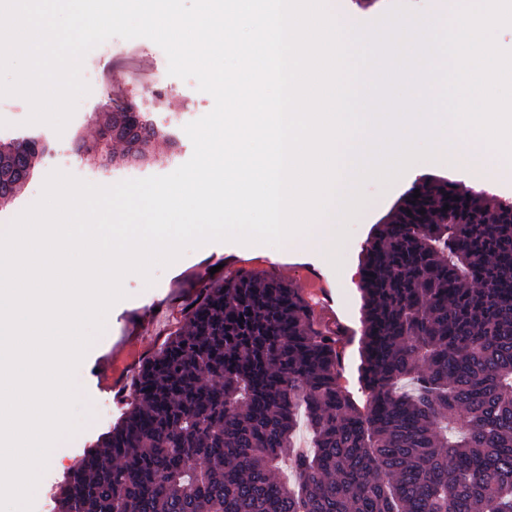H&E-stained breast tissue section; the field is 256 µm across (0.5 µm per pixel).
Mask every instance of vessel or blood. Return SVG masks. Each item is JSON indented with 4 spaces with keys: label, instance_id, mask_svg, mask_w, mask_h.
<instances>
[{
    "label": "vessel or blood",
    "instance_id": "obj_1",
    "mask_svg": "<svg viewBox=\"0 0 512 512\" xmlns=\"http://www.w3.org/2000/svg\"><path fill=\"white\" fill-rule=\"evenodd\" d=\"M306 295L312 311L325 319L329 330H336L334 301L325 277L312 271L306 284ZM162 312H149L141 320H129L123 336L112 341L105 353L95 359L90 377L93 386L102 394L126 401L130 392L129 381L144 358L141 342L145 336L157 335L163 329Z\"/></svg>",
    "mask_w": 512,
    "mask_h": 512
}]
</instances>
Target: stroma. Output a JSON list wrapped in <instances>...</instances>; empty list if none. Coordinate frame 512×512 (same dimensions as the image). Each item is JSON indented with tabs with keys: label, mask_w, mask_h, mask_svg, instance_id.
<instances>
[{
	"label": "stroma",
	"mask_w": 512,
	"mask_h": 512,
	"mask_svg": "<svg viewBox=\"0 0 512 512\" xmlns=\"http://www.w3.org/2000/svg\"><path fill=\"white\" fill-rule=\"evenodd\" d=\"M125 44V39L113 38L111 56L96 60L98 78L90 82L88 94L78 101L63 133H56L45 124L29 123L30 106L25 99L18 96L0 97V142L36 137L45 141L50 148L49 154L40 161L24 188L9 202L0 204V225L11 223L40 197L44 181L53 170H63L93 185L111 186L124 180L169 174L191 158L193 145L184 127L192 118L202 117L213 109V97L199 91L194 80L172 76L168 79L171 93L151 103L145 101L141 96L140 84L155 70L167 69V56L161 47L146 38L139 39V51L133 57L126 53ZM122 96L135 101L140 110L149 113L157 124L168 127L176 136V148L159 149L155 160L148 166L119 169L104 167L98 155L84 152L81 141L92 138L96 118L111 106L113 98ZM59 152L67 154L68 164L55 161L54 156ZM428 175H445L458 182L463 179L462 174L443 157L429 161L424 167L409 170L389 187H382L373 181L364 185L367 205L350 225V235L342 254L344 272H337L333 265L325 263L315 253L286 244L275 248V260L253 261L241 257L236 243L212 242L187 250L169 266L155 268L152 272L153 285H146L136 278L128 279L123 286L124 299L111 307L104 330L95 335L84 356V364L76 370L75 381L84 406L81 428L75 435L56 443V458L49 462L39 480L46 496L42 502L34 504L32 512H53L51 497L63 475L121 415L119 407L113 405L105 395L93 390L87 376V362L105 352L110 338L123 332L126 319L154 309L171 298H193L197 276L206 265L214 267L231 263L240 269L259 271L286 280L298 289L304 288L310 270L316 269L324 274L335 299L336 319L344 330L345 370L342 384L354 393L357 402H365L357 372L362 306L357 283L362 249L379 218L388 212L402 193Z\"/></svg>",
	"instance_id": "stroma-1"
}]
</instances>
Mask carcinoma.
<instances>
[{"mask_svg":"<svg viewBox=\"0 0 512 512\" xmlns=\"http://www.w3.org/2000/svg\"><path fill=\"white\" fill-rule=\"evenodd\" d=\"M161 141L121 112L95 144L144 165ZM46 150L0 143V181ZM358 289L364 410L340 383L342 338L292 284L203 280L57 512H512V204L424 183L375 225ZM302 419L315 447L285 483Z\"/></svg>","mask_w":512,"mask_h":512,"instance_id":"1","label":"carcinoma"}]
</instances>
